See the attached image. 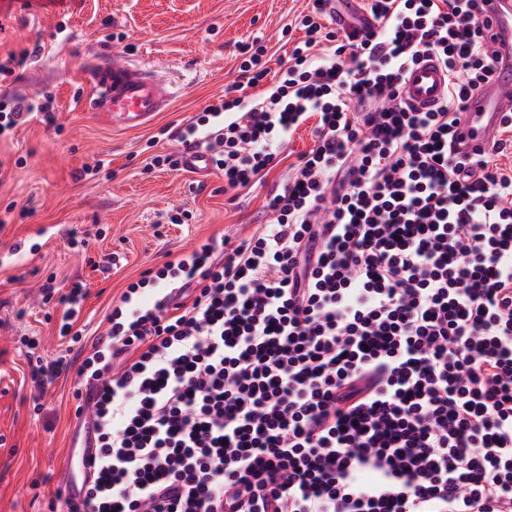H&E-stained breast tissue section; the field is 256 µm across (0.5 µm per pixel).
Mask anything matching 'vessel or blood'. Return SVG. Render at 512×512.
Returning a JSON list of instances; mask_svg holds the SVG:
<instances>
[{"mask_svg":"<svg viewBox=\"0 0 512 512\" xmlns=\"http://www.w3.org/2000/svg\"><path fill=\"white\" fill-rule=\"evenodd\" d=\"M503 62L495 81L476 90L467 102L458 127L464 149L497 141L501 118L512 108V0H487L484 11ZM90 96L87 110L101 127L136 130L166 111L174 95L167 81L154 72L118 57H102L87 70ZM448 76L434 59L421 60L404 77L402 98L420 111L434 107L444 96Z\"/></svg>","mask_w":512,"mask_h":512,"instance_id":"1","label":"vessel or blood"}]
</instances>
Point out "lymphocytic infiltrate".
Instances as JSON below:
<instances>
[{"label": "lymphocytic infiltrate", "mask_w": 512, "mask_h": 512, "mask_svg": "<svg viewBox=\"0 0 512 512\" xmlns=\"http://www.w3.org/2000/svg\"><path fill=\"white\" fill-rule=\"evenodd\" d=\"M483 0H325L273 55L240 49L238 97L180 133L230 189L303 124L314 146L266 196L272 223L130 283L82 340L99 456L68 512H512V175L505 142L458 150L500 61ZM434 57L448 92L399 94Z\"/></svg>", "instance_id": "obj_1"}]
</instances>
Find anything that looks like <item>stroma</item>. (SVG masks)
Wrapping results in <instances>:
<instances>
[{
    "mask_svg": "<svg viewBox=\"0 0 512 512\" xmlns=\"http://www.w3.org/2000/svg\"><path fill=\"white\" fill-rule=\"evenodd\" d=\"M307 0H0V59L36 48L10 93L51 97V115L30 116L0 139V512H49L61 467L74 448L79 353L58 336L59 299L72 283L86 298L76 324L90 335L127 285L212 237L238 243L269 220L270 189L284 185L279 163L252 193L222 176L148 168L174 152L187 121L235 96L238 50L259 36L275 46ZM121 54L170 78L176 98L148 127L113 131L94 124L84 103L85 68ZM169 136L159 137L161 128ZM104 161L93 178L85 166ZM190 211L185 224L171 215ZM50 285L51 299L42 287ZM37 355H68L48 390L32 374Z\"/></svg>",
    "mask_w": 512,
    "mask_h": 512,
    "instance_id": "obj_1",
    "label": "stroma"
}]
</instances>
